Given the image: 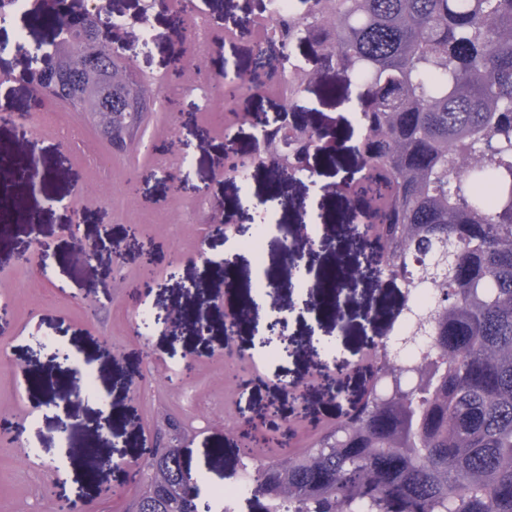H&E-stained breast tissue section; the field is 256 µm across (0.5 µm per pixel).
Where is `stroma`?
Here are the masks:
<instances>
[{
  "instance_id": "stroma-1",
  "label": "stroma",
  "mask_w": 512,
  "mask_h": 512,
  "mask_svg": "<svg viewBox=\"0 0 512 512\" xmlns=\"http://www.w3.org/2000/svg\"><path fill=\"white\" fill-rule=\"evenodd\" d=\"M145 0H108L109 14L121 15L128 29L138 30L141 17H148L156 40L147 51L132 58L134 69L153 84L163 83L170 56L178 43L190 38V23L174 10H154L143 15ZM207 13L212 29L232 27L246 15H260L263 0H196ZM27 31L29 43H49L54 33L35 27L32 17L18 15L0 25V96L5 110L19 116V123L0 124V157L13 153L32 158L37 176L14 183L13 191L25 202L22 213L0 212V222L13 223L9 237H0V297L13 310V320L0 331V406L9 408L12 421L20 423L17 441L0 442V512H46L41 489L53 477V467L63 469V491L80 497L93 512H123L134 490L129 473L123 469H89L83 445L92 442L98 456L118 453L132 459L153 441L157 412L178 416L191 433L183 444V455L193 473H204L208 483L201 488L210 499L216 486H230L240 479L238 443L224 430L207 427L210 418L234 420V402L260 410L278 401L281 416L294 412V405L282 391V383L311 374L315 359L309 346L324 339L337 346L341 356L354 360L384 330V307L396 297L395 288L378 284L366 258L367 247L353 233L348 218V201L330 194L341 172L352 171V147L357 133L346 127L341 98L324 94L321 86L305 90L297 101L296 114L313 125L344 130L341 152L318 154L310 163L313 180L283 183L272 187L267 171L256 170L247 184L229 179L219 170L224 154V99L220 81L225 72L249 71L255 47L243 39L235 45L211 41L206 52L211 75L210 111H202L196 92L199 79L185 73L181 80L186 94L180 112L165 111L153 103L140 128L142 145L126 154L112 151L106 136L85 114L70 112L67 122L79 131L77 140L67 143L58 132L37 122L34 91L29 82L30 60L13 45L19 31ZM235 109L242 116L233 128L238 145L249 149L254 129L250 116L275 120L283 110L277 94L255 93L240 99ZM189 140L195 150L182 153L180 140ZM174 165L186 182L183 197L172 195L166 180L156 177L141 183L137 199L126 196L128 176L155 168L158 161ZM299 199L296 207L278 209L276 218L285 228L310 222L320 233L312 247L301 249L305 277L290 274L284 253L276 240H269L264 254L268 275L277 278L279 288L274 304H292L287 334L294 344L291 356L266 354L258 341L266 324L275 316L274 305L246 315L234 335L235 351L250 357L257 370L255 385L242 398L225 390L224 321L232 304L254 297L255 266L252 258L226 261L224 236L212 233L217 224L238 226L242 236H251L259 222L258 203L270 196ZM250 198L251 207L239 206ZM139 225L141 241L126 238L128 225ZM112 237L124 241L122 266H115L110 251L98 248L103 227ZM47 245L42 263L48 270L41 278L19 267L16 258L34 251L35 240ZM96 249L91 262H83L74 250L75 240ZM151 241L152 254L144 256L141 243ZM359 268L361 278L349 281L338 294L342 321L316 301V291L301 287V279L319 278L336 260ZM152 261L156 281L142 302L148 311L180 308L181 321L152 329L146 339L135 338L137 319L113 282L117 276L137 277L144 261ZM178 263L176 277L167 269ZM95 302L96 318L85 315L87 302ZM208 325L198 333L197 318ZM49 338L67 350L70 360L49 362L48 353L32 341V334ZM149 344L155 357L145 366L140 357L142 344ZM198 364V376L191 390L194 403L166 392L160 380L167 369L183 356ZM88 363L97 374L98 394L75 395L54 405L43 402L36 377L51 374L61 386L74 379V369ZM72 418L69 437L57 432L59 420ZM223 453V465L212 469L214 450Z\"/></svg>"
}]
</instances>
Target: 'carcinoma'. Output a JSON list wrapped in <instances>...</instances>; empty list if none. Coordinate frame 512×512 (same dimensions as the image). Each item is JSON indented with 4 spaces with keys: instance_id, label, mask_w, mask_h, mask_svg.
Segmentation results:
<instances>
[{
    "instance_id": "cac0c4a2",
    "label": "carcinoma",
    "mask_w": 512,
    "mask_h": 512,
    "mask_svg": "<svg viewBox=\"0 0 512 512\" xmlns=\"http://www.w3.org/2000/svg\"><path fill=\"white\" fill-rule=\"evenodd\" d=\"M264 42L308 47L291 93H356L353 193L396 285L364 402L298 454L242 462L265 512H512V0H303ZM57 62L108 56L64 38ZM338 132L303 125L298 156ZM352 276L339 264L334 295ZM126 512H196L170 425Z\"/></svg>"
}]
</instances>
